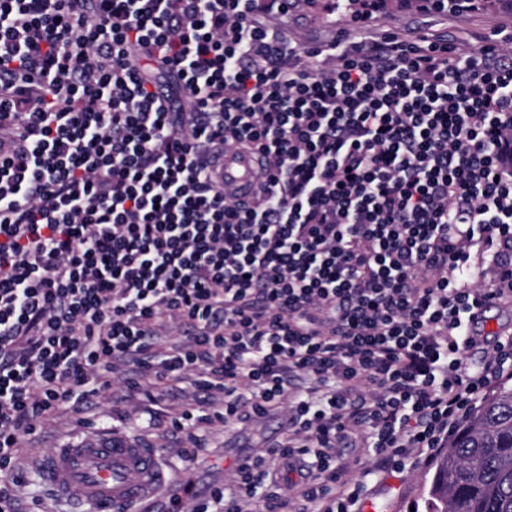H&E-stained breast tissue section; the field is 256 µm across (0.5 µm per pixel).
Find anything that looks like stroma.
Here are the masks:
<instances>
[{"mask_svg": "<svg viewBox=\"0 0 512 512\" xmlns=\"http://www.w3.org/2000/svg\"><path fill=\"white\" fill-rule=\"evenodd\" d=\"M334 7L333 0H321L316 7L308 0H298L283 20L290 42L319 45L333 41L344 26ZM375 24L380 32L421 29L449 33L459 38L466 51L475 52L494 30L512 29V7L477 4L455 14L421 9L418 0H385L375 15ZM193 392L189 384L175 382L154 389L153 400H129L121 386L111 387L96 404L64 414L38 437L24 441L20 454L25 459L45 454L81 432L110 433L112 413L117 410L124 416L121 429L127 436L162 449L175 470L191 467L195 483L209 488L232 484L239 460L280 441L285 434L287 413L283 410L233 428L217 422L191 435L172 430L170 415L188 403ZM195 441L202 444L204 451L191 462L185 451ZM356 470L364 474L366 494L375 501L378 512H426L434 463L422 461L391 472L376 469L373 459L365 458Z\"/></svg>", "mask_w": 512, "mask_h": 512, "instance_id": "1", "label": "stroma"}]
</instances>
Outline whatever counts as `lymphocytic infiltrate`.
<instances>
[{
  "mask_svg": "<svg viewBox=\"0 0 512 512\" xmlns=\"http://www.w3.org/2000/svg\"><path fill=\"white\" fill-rule=\"evenodd\" d=\"M258 12L0 0V512L23 441L117 380L222 393L178 431L287 408L193 512H358L342 449L433 459L512 377V341L464 359L476 306L512 303V33L305 47ZM239 148L267 174L247 201L208 172Z\"/></svg>",
  "mask_w": 512,
  "mask_h": 512,
  "instance_id": "1",
  "label": "lymphocytic infiltrate"
}]
</instances>
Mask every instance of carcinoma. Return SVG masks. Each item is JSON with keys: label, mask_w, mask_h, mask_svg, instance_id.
<instances>
[{"label": "carcinoma", "mask_w": 512, "mask_h": 512, "mask_svg": "<svg viewBox=\"0 0 512 512\" xmlns=\"http://www.w3.org/2000/svg\"><path fill=\"white\" fill-rule=\"evenodd\" d=\"M429 501V512H512V384L485 397L453 436Z\"/></svg>", "instance_id": "obj_1"}]
</instances>
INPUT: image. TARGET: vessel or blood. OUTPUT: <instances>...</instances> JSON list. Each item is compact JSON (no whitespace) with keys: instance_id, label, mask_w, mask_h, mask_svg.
<instances>
[{"instance_id":"b4317fda","label":"vessel or blood","mask_w":512,"mask_h":512,"mask_svg":"<svg viewBox=\"0 0 512 512\" xmlns=\"http://www.w3.org/2000/svg\"><path fill=\"white\" fill-rule=\"evenodd\" d=\"M256 178L253 155L225 152L218 177L225 192L244 194ZM31 467L67 512H144L163 505L177 482L161 449L119 432L71 440Z\"/></svg>"}]
</instances>
